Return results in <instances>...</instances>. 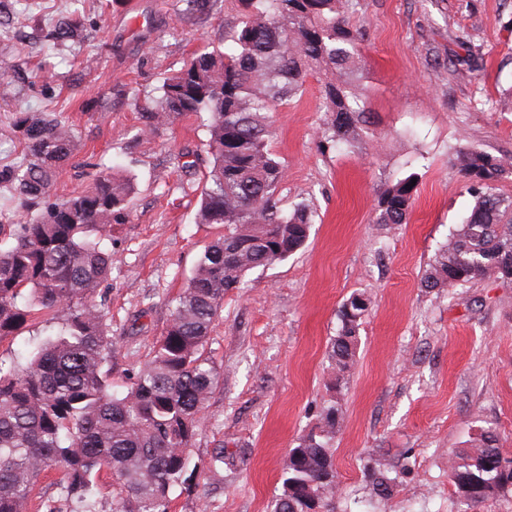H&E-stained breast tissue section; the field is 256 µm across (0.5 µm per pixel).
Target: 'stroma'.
<instances>
[{"label": "stroma", "instance_id": "1", "mask_svg": "<svg viewBox=\"0 0 512 512\" xmlns=\"http://www.w3.org/2000/svg\"><path fill=\"white\" fill-rule=\"evenodd\" d=\"M39 3L37 21L0 27V58L52 73L53 87L0 84V167L21 153L11 130L21 102L63 113L75 126L76 163L60 170L55 196L89 184L79 170L87 163L131 178L130 218L103 241L116 263L100 287L115 341L108 379L120 393L167 328L169 300L222 232L196 223L202 173L176 161L185 150L207 160L202 119L187 116L144 138L139 112L196 49L223 43L237 7L226 0L221 13L190 21L182 0H110L89 14L97 66L87 71L76 50L43 38L42 25L65 0ZM350 22L362 33L374 123L359 147L321 150L315 76L275 113L272 149L286 172L281 204L307 202L315 223L304 248L250 272L243 288L225 295L205 347L220 381L193 444L198 470L173 489L170 512H266L283 458L326 397L337 311L357 292L371 305L335 439L337 512H369V459L401 469L382 512H457L449 452L487 427L512 452V281L440 294L420 286L449 229L473 205L456 147L512 156V112L496 106L512 87V0H361ZM465 48L477 56V72L458 65ZM411 174L418 194L409 223H374L381 192ZM60 320L52 311L32 314L0 340V363L29 356Z\"/></svg>", "mask_w": 512, "mask_h": 512}]
</instances>
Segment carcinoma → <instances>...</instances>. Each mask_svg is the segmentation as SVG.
Instances as JSON below:
<instances>
[{"mask_svg": "<svg viewBox=\"0 0 512 512\" xmlns=\"http://www.w3.org/2000/svg\"><path fill=\"white\" fill-rule=\"evenodd\" d=\"M185 2L190 14L223 5ZM237 2L243 10L224 32V48L195 52L140 113L142 137L183 116L207 115L211 167L196 221L220 224L224 234L200 254L186 287L171 300L168 328L122 394L112 391L103 371L112 362V337L96 292L114 264L102 240L129 221L131 179L100 171L85 190L52 195L56 172L76 149L74 128L56 112L14 113L21 156L0 168V185L12 193L17 214V221L0 224V237L13 240L0 247V339L18 332L34 307L61 311L63 319L25 364L0 365V512H28L39 474L57 469L78 512H96L95 477L103 468L115 478L112 512H170L172 489L197 469L193 441L220 379L204 349L224 295L242 287L249 272L300 250L314 224L307 204L288 212L280 205L285 168L271 149V113L323 71L329 77L322 85L321 141L354 147L372 124L361 88L360 32L349 22L360 0ZM90 29L68 12L51 22L46 38L53 46H81ZM455 164L474 205L423 271L421 287L429 291L512 279V198L497 193L512 160L460 145ZM413 178L383 190L373 223H409ZM24 289L31 305L21 308ZM370 304L368 295L354 293L340 306L328 351L329 399L316 426L288 450L269 512H335L342 392ZM366 471L375 496L387 499L396 478L386 464L373 459ZM448 479L459 512H477L512 494V454L495 430L482 429L448 456Z\"/></svg>", "mask_w": 512, "mask_h": 512, "instance_id": "1", "label": "carcinoma"}]
</instances>
